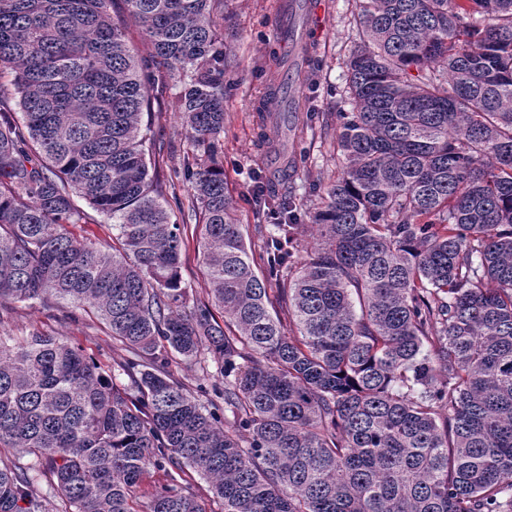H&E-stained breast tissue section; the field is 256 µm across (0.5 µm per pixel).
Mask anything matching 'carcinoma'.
Wrapping results in <instances>:
<instances>
[{"instance_id": "cac0c4a2", "label": "carcinoma", "mask_w": 512, "mask_h": 512, "mask_svg": "<svg viewBox=\"0 0 512 512\" xmlns=\"http://www.w3.org/2000/svg\"><path fill=\"white\" fill-rule=\"evenodd\" d=\"M123 2L203 149L183 178L208 300L113 0H0L21 114L0 103V308L69 302L127 352L0 336V512H512V0H356L352 109L323 118L342 164L305 207L259 181L260 266L218 159L222 0ZM76 197L112 242L74 236ZM203 353L224 376L205 403L171 369Z\"/></svg>"}]
</instances>
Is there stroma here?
<instances>
[{"label": "stroma", "instance_id": "1", "mask_svg": "<svg viewBox=\"0 0 512 512\" xmlns=\"http://www.w3.org/2000/svg\"><path fill=\"white\" fill-rule=\"evenodd\" d=\"M280 0H224L216 23L224 35V50L231 62L224 71L226 122L221 138L224 152V179L236 206V218L245 228L257 224V190L254 175L271 171L278 159L267 153L258 140L257 112L260 106L283 110L288 98L283 68L288 48L279 37ZM320 22L307 31L313 46L307 58L314 72L304 81L297 109L310 113L312 121L304 138H296L287 121L279 123V138L285 153L298 166L293 189L305 196L310 187L324 184L339 165L334 150V133L324 130L322 117L344 112L346 64L362 42L356 25L355 0H316ZM178 94L169 86L154 102L152 124L156 164L167 184L170 205L187 202L188 187L181 171L193 148L173 101ZM34 332L65 337L84 347L103 364H111L120 354L110 331L96 316L60 302L46 308L38 304H15L0 311V336L16 338Z\"/></svg>", "mask_w": 512, "mask_h": 512}]
</instances>
